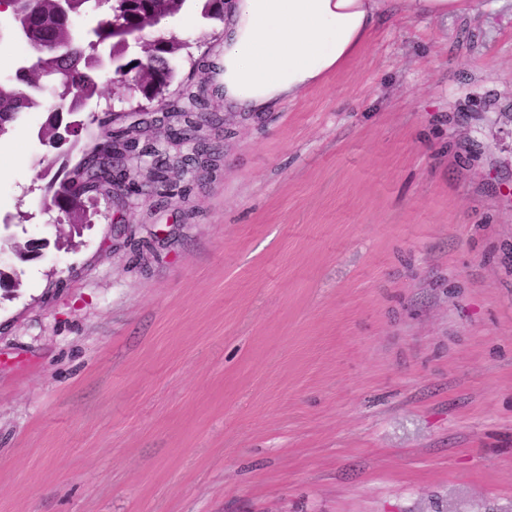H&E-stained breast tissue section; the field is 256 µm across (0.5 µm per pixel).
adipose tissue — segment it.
<instances>
[{
  "label": "adipose tissue",
  "mask_w": 512,
  "mask_h": 512,
  "mask_svg": "<svg viewBox=\"0 0 512 512\" xmlns=\"http://www.w3.org/2000/svg\"><path fill=\"white\" fill-rule=\"evenodd\" d=\"M388 0H226L217 66L226 104L279 108L354 59Z\"/></svg>",
  "instance_id": "1"
}]
</instances>
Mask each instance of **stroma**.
Returning a JSON list of instances; mask_svg holds the SVG:
<instances>
[{"label":"stroma","mask_w":512,"mask_h":512,"mask_svg":"<svg viewBox=\"0 0 512 512\" xmlns=\"http://www.w3.org/2000/svg\"><path fill=\"white\" fill-rule=\"evenodd\" d=\"M388 4L272 112L172 18L208 166L57 236L35 132L0 137V512H512V0ZM125 227L115 237L111 227Z\"/></svg>","instance_id":"35a3bbf8"}]
</instances>
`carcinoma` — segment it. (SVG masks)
I'll return each instance as SVG.
<instances>
[{
	"instance_id": "carcinoma-1",
	"label": "carcinoma",
	"mask_w": 512,
	"mask_h": 512,
	"mask_svg": "<svg viewBox=\"0 0 512 512\" xmlns=\"http://www.w3.org/2000/svg\"><path fill=\"white\" fill-rule=\"evenodd\" d=\"M10 8L12 25L26 29L23 44L33 54L32 59H22L15 71L14 80L0 82V133L6 134L19 115L40 109L46 118L39 126L36 137L40 143L51 141L63 124V117L52 107L44 106L40 97V75L55 72L59 75L57 98L63 112L75 115L98 91L97 77L108 67L117 74L128 70L139 77V92L147 99L157 87H169L175 77L171 61L183 44L173 36H159L150 40L148 47L138 45L140 53L129 56L130 44L112 32L111 27L97 22L85 38L77 35L75 22L94 14L101 8L102 0H71L68 14L58 10L56 0H34L32 6L14 5V0H0ZM190 0H112V17L117 25L130 30L147 27L156 17L167 19L178 15ZM201 15L206 19L224 20V0H197ZM116 130L102 129L88 134L83 155L112 141ZM54 163L43 170L42 177H51L48 191L58 212L69 224H83L86 214L79 205L82 195L79 166L63 165L51 173Z\"/></svg>"
}]
</instances>
